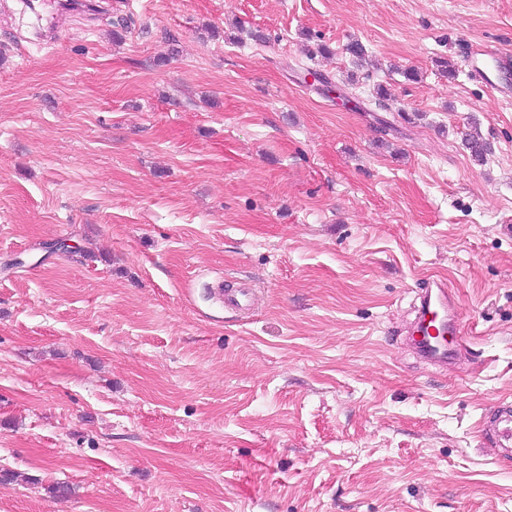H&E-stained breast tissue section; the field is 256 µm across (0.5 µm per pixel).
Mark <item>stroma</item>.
<instances>
[{"mask_svg": "<svg viewBox=\"0 0 512 512\" xmlns=\"http://www.w3.org/2000/svg\"><path fill=\"white\" fill-rule=\"evenodd\" d=\"M35 22L0 0V512H512V101L462 65L512 0ZM431 275L447 367L405 342ZM217 293L224 299V307L249 309L253 304V290L249 287L227 289L217 288ZM497 409L499 415L492 433L494 449L512 451V402H500Z\"/></svg>", "mask_w": 512, "mask_h": 512, "instance_id": "stroma-1", "label": "stroma"}]
</instances>
